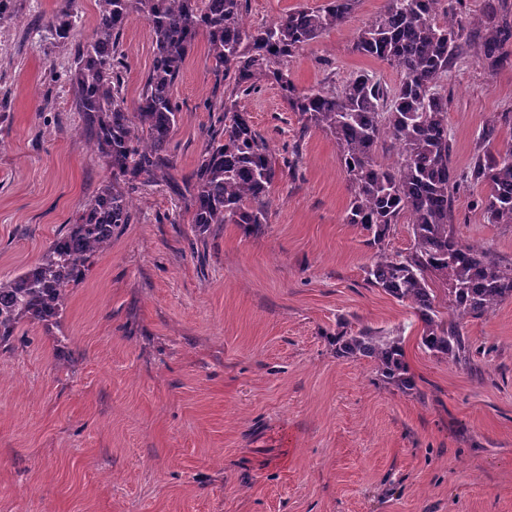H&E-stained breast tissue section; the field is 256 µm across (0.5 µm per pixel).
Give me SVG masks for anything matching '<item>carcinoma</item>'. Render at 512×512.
I'll return each instance as SVG.
<instances>
[{"mask_svg": "<svg viewBox=\"0 0 512 512\" xmlns=\"http://www.w3.org/2000/svg\"><path fill=\"white\" fill-rule=\"evenodd\" d=\"M358 2L326 0L251 27L245 22L246 0H96L92 34L75 44L68 81L83 137L105 160L110 177L37 264L0 278V345L11 340L19 324H44L56 316L66 289L84 279L91 259L112 245V234L132 223L130 191L139 184L174 181L176 162L168 143L180 110L171 88L203 35L215 88L228 83L232 91L209 105L218 116L206 131L189 185L196 230L239 224L259 233L268 223L273 186L296 160L272 154L233 96L270 81L304 127L336 139L350 192L345 223L359 225L377 248L365 269L366 283L412 309L423 323L425 350L467 362L471 343L463 321L488 315L512 299V265L457 240L453 201L460 189L480 185L484 194L476 207L487 221L512 224V147L478 154L463 169L454 167L444 79L465 59L491 75L512 64V21L501 17L502 5L492 0L467 21L458 18L462 0H386L353 48L395 69L399 84L389 88L375 73L360 70L339 87L331 82L299 90L288 63L305 45L345 23ZM134 12L148 24L155 52L130 109L123 95L120 36ZM45 27L55 42L70 43L74 13L57 10ZM385 142L397 156L390 165L374 160ZM403 218L412 224L413 245L389 253L385 239ZM332 345L338 358L371 360L382 385L405 394L416 390L401 337L363 326L337 331Z\"/></svg>", "mask_w": 512, "mask_h": 512, "instance_id": "obj_1", "label": "carcinoma"}]
</instances>
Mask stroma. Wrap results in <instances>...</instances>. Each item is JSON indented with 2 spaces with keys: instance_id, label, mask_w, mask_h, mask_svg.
<instances>
[{
  "instance_id": "obj_1",
  "label": "stroma",
  "mask_w": 512,
  "mask_h": 512,
  "mask_svg": "<svg viewBox=\"0 0 512 512\" xmlns=\"http://www.w3.org/2000/svg\"><path fill=\"white\" fill-rule=\"evenodd\" d=\"M384 3L360 0L304 46L289 65L296 86L362 69L398 85L353 50ZM66 6L85 40L95 0H19L0 28V277L38 262L110 175L72 108L73 48L44 27ZM121 49L132 105L154 59L138 14ZM211 68L198 40L172 87L182 175L211 124ZM447 83L455 167L512 147V120L500 119L512 66L491 75L467 60ZM237 101L274 154L299 155L264 231L215 224L199 236L173 190L133 194V223L67 288L57 321L22 323L0 346V512H512V299L464 321L470 365L426 352L409 308L365 282L375 250L344 221L334 137L304 129L272 84ZM481 193L456 196L453 230L511 264L512 224L487 223ZM341 321L399 334L420 395L381 385L369 361L337 359Z\"/></svg>"
}]
</instances>
